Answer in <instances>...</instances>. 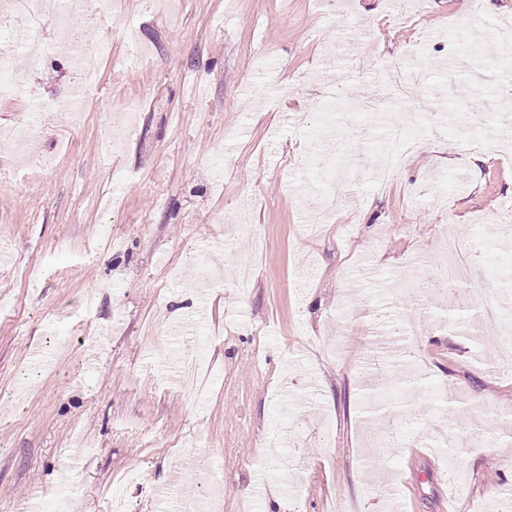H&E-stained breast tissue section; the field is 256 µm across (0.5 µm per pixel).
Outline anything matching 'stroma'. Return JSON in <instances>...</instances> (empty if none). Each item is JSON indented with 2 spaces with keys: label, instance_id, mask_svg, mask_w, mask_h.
<instances>
[{
  "label": "stroma",
  "instance_id": "stroma-1",
  "mask_svg": "<svg viewBox=\"0 0 512 512\" xmlns=\"http://www.w3.org/2000/svg\"><path fill=\"white\" fill-rule=\"evenodd\" d=\"M461 2L114 0L83 35L109 51L80 95L53 20L19 47L28 80L0 99V512L59 496L68 512H176L203 489L212 512L502 506L512 371L483 366L495 332L395 283L512 226V122L476 116L471 91L474 73L501 80L512 0L476 17ZM409 46L442 127L418 123L422 148L380 190L369 159L401 110L317 104L377 97L376 64ZM35 106L53 113L37 146L9 139ZM324 121L348 184L311 237L299 192ZM381 315L418 335L383 348ZM190 339L207 351L198 391L177 372Z\"/></svg>",
  "mask_w": 512,
  "mask_h": 512
}]
</instances>
